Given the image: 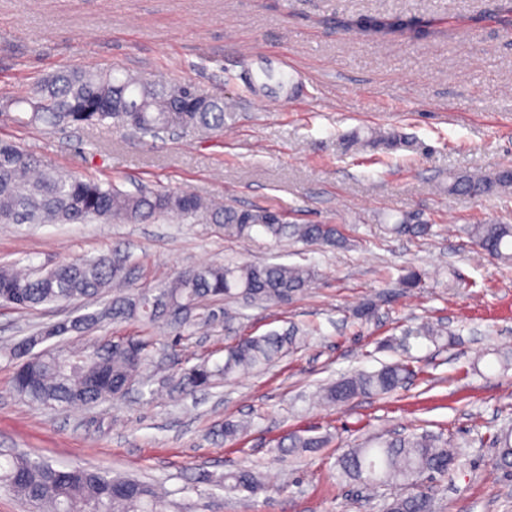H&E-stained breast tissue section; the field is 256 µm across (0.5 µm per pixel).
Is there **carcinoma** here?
Returning a JSON list of instances; mask_svg holds the SVG:
<instances>
[{
	"label": "carcinoma",
	"instance_id": "carcinoma-1",
	"mask_svg": "<svg viewBox=\"0 0 512 512\" xmlns=\"http://www.w3.org/2000/svg\"><path fill=\"white\" fill-rule=\"evenodd\" d=\"M199 95L190 83H156L129 74L119 79L92 70L61 71L36 81L30 95L13 101L26 105L30 117H17L21 124L40 121L56 128L68 125L117 124L141 137H155L160 129L173 131L224 130V98L207 96L201 108L182 111L183 101ZM512 190V167L492 171L462 172L451 177L448 193L482 197ZM269 209H237L213 205L187 191L138 189L124 191L114 184L63 172L28 150L0 140V224H82L99 221L147 223L164 217L199 216L224 227V235L255 242L260 237L274 241L301 242L313 249H341L346 238L335 224H279ZM395 237H424L429 224L406 219L387 228ZM471 243L490 258L512 264V224H473L465 229ZM137 262L128 252L114 250L91 259L61 264L47 270L32 268L19 273L0 268V302L20 309L64 305L83 300L98 304L106 288L121 292L101 308L68 318L67 326L54 323L38 328L21 342L36 347L55 336L92 333L105 322L152 325L170 319L175 338L184 330L210 325L219 319L228 324L237 312L214 309L211 303L233 300L245 305H278L306 292L317 280L310 264L243 261L209 264L183 271L170 280L150 286H134ZM304 332L293 325L278 332L246 336L224 349L223 362L201 361L150 390L193 395L231 379L242 370H264L300 343ZM446 335L430 322L404 332L436 342ZM150 362V344L142 336L118 340L98 339L80 348H63L55 358H43L35 385L22 389L28 369H16L14 390L37 406L66 410L90 407L126 394L133 379L148 383L144 372ZM415 370L397 361L367 372L357 371L320 389L321 400L332 404L358 396H383L402 387ZM321 437L289 434L277 443L281 453L320 448ZM496 464L512 471V431L493 440ZM462 456L460 447L428 433H411L365 446L346 449L338 458L339 476L364 486L395 484L405 493L384 505L385 512H436V482L448 477ZM0 483L37 506L42 512H157L161 492L140 480L100 468H56L40 460L0 452ZM219 485L228 492L258 496L268 486L260 472L243 467L224 474Z\"/></svg>",
	"mask_w": 512,
	"mask_h": 512
}]
</instances>
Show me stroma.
<instances>
[{
    "instance_id": "1",
    "label": "stroma",
    "mask_w": 512,
    "mask_h": 512,
    "mask_svg": "<svg viewBox=\"0 0 512 512\" xmlns=\"http://www.w3.org/2000/svg\"><path fill=\"white\" fill-rule=\"evenodd\" d=\"M512 0H0V103L27 95L60 70L114 71L156 82H188L223 97L224 130L140 138L116 127L50 129L0 112V140L49 165L124 190H185L241 209H276L292 224L340 225L345 251H316L225 237L200 218L146 224H0V265L44 266L122 246L139 283L188 267L232 261L301 263L319 276L284 305L243 309L173 344L160 321L108 323L106 337L153 342L147 373L161 378L222 359L241 336L291 325L309 336L263 371L207 392L148 400L138 391L95 408L32 404L12 387L15 342L36 326L83 313L82 304L0 307V448L54 464L101 466L163 486V512H382L400 487L366 497L343 480L336 458L374 436L442 432L462 443L456 470L440 481V512H512V474L500 470L494 434L512 424V267L473 248L460 229L512 224V193L449 194L461 171L512 166V30L498 15ZM369 17L416 27V37L375 34ZM293 68L286 98L251 82L261 70ZM410 215L425 237H394L387 224ZM422 273L402 288L406 267ZM379 301L362 325L353 309ZM430 320L448 334L410 352L386 348L402 329ZM411 357L416 374L384 396L318 404L321 387L359 370ZM249 428L225 440V421ZM323 436L324 447L276 453L288 433ZM249 466L269 478L249 498L215 484Z\"/></svg>"
}]
</instances>
